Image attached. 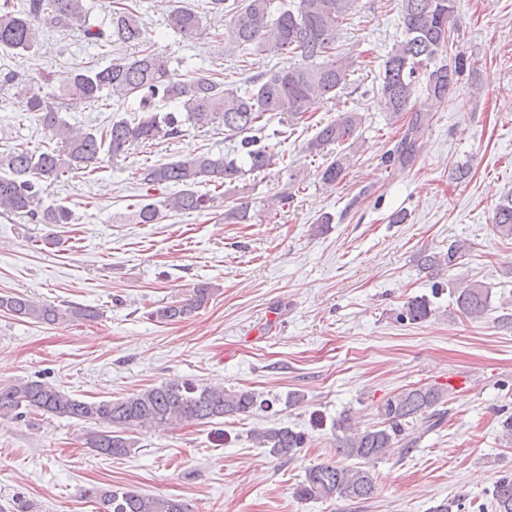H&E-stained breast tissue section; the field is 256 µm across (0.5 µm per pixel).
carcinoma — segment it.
Listing matches in <instances>:
<instances>
[{
    "label": "carcinoma",
    "mask_w": 512,
    "mask_h": 512,
    "mask_svg": "<svg viewBox=\"0 0 512 512\" xmlns=\"http://www.w3.org/2000/svg\"><path fill=\"white\" fill-rule=\"evenodd\" d=\"M404 39L389 53L378 79L377 92L386 111L395 117L410 111V103L419 89L426 92L433 105L448 100L454 91L464 59L456 54L449 58L452 28L456 26V0H400ZM212 10L230 13L224 28V48H242L256 55L272 52L292 54L300 63L271 70L252 80L250 88L229 89L211 74L177 79L172 76L170 61L151 52L124 63L104 68H75L60 79L57 99L53 105L40 93L25 89L20 96L25 111L34 115L55 142L42 151L18 147L0 155V211L25 215L42 224H70L72 211L65 206L41 205L40 183L58 180L70 173L93 172L101 168L106 153L116 159L132 147L159 138H175L184 126L224 127L238 137L236 154L202 153L145 168L140 176L154 190L171 187L178 191L162 196L157 202L141 203L132 210L135 224H155L162 212L205 213L220 205L223 194L217 189L240 183L252 172L273 165L275 154L264 143L268 114H288L300 120L311 101L334 99L344 85L355 60L337 51L339 27L355 7V0H293L271 11L272 0H243L239 5L226 0H210ZM41 25L62 29L76 28L84 38L96 43L112 40L138 42L143 30L139 15L123 8L112 17L106 31L88 24L85 0H3L0 4V49L18 53L29 52L37 43ZM170 27L184 38L199 35L201 17L185 7L175 9L169 18ZM118 102H137L134 116L112 121L102 129L77 130L65 118L67 102H97L103 95ZM179 104L181 112L167 110ZM426 116L417 113L409 131L385 162L405 165L414 155L415 135ZM362 118L355 112L319 126L307 150L318 152L330 144L355 139ZM348 153H338L318 173L322 185L333 186L350 166ZM209 184L216 192H203L199 187ZM249 202L242 200L224 210L230 224L249 220ZM496 231L512 238V200L497 205L491 217ZM465 245L448 250L446 257L425 255L424 267L458 265ZM214 294L208 282L192 288L187 298L154 309L150 317L160 323L183 320L206 306ZM458 312L468 319L486 315L491 304V290L482 282H459L454 291ZM0 311L34 323L53 324L61 319L92 321L98 317L93 307L65 308L37 304L25 296L0 295ZM431 302L415 297L406 303L401 320L413 323L432 315ZM303 395L264 396L247 388H226L222 385L194 382H168L154 385L116 399L81 400L65 394L39 380H26L0 386V420L21 419L31 414L75 419L95 429L85 434V448L95 455L121 457L131 453L135 441L129 433L139 428L165 429L183 422H210L226 416L253 415L269 412L283 401L293 406ZM448 402V388L438 385H413L404 388L377 405L378 422L364 429H352L350 415L336 421L342 431L337 438L336 456L359 461L357 466L339 462L318 463L305 471L294 489L300 501L342 498L363 500L375 492L371 468L391 456L404 458L418 447L421 439L442 425ZM259 447L270 455L288 460L307 444V435L287 426L270 427L253 432ZM81 496L98 505V512H192L181 499L143 495L124 488L91 486ZM495 512H512V476H502L493 485Z\"/></svg>",
    "instance_id": "carcinoma-1"
}]
</instances>
